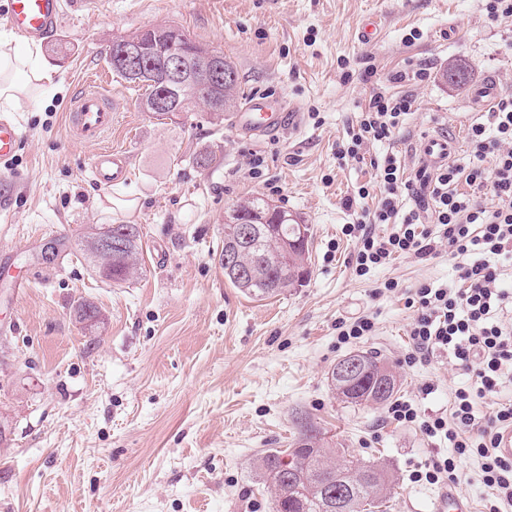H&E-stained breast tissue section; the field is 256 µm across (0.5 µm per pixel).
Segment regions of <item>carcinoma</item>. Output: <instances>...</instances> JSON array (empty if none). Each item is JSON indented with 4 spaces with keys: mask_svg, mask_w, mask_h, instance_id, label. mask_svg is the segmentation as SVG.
Instances as JSON below:
<instances>
[{
    "mask_svg": "<svg viewBox=\"0 0 512 512\" xmlns=\"http://www.w3.org/2000/svg\"><path fill=\"white\" fill-rule=\"evenodd\" d=\"M168 38L162 37L147 48L138 58V72L129 70L125 59L114 49L107 51L106 61L117 76L125 81L145 86V94L140 101L141 111L149 110V103L165 88L151 83L147 75L159 71L171 52ZM217 92L224 96V111L210 113L216 123L224 121V113L235 112L241 105L242 94L238 74L228 60L224 61V73L217 81ZM173 99V111L153 112L157 120L179 118L194 111L198 106L210 108L203 92L185 85L175 92L168 93ZM269 208V202L262 197L245 198L234 206V210L247 216ZM112 237L119 246L110 254H95L91 251L87 236L78 238L76 246L86 256L97 271L107 270L112 274V282H126L141 269V236L136 224H113L109 226ZM299 231L289 224L280 225V234L275 236L268 231L260 232L245 249L233 250L230 241L236 237V225H224V247L218 258L225 269V257L234 253L237 265L246 267L251 275L240 278L225 271L224 278L235 288L240 289L255 300H266L295 286V282L307 273L308 238H303L300 246L292 248V261H283L281 241L297 239ZM371 366V374L365 383L358 384L360 394L348 393L344 382L332 377L331 387L343 401L354 405H380L394 394L397 383L394 372L384 360L376 355L364 353ZM387 376L392 381L389 393L381 398L372 383ZM256 476L270 489V512H336V501L343 500L346 512H376L383 507L387 491L394 484L393 475L382 463L364 460L348 455L338 448L331 447L324 433L310 422H303L289 448H268L260 453L254 464Z\"/></svg>",
    "mask_w": 512,
    "mask_h": 512,
    "instance_id": "carcinoma-1",
    "label": "carcinoma"
}]
</instances>
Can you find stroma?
I'll return each instance as SVG.
<instances>
[{"mask_svg":"<svg viewBox=\"0 0 512 512\" xmlns=\"http://www.w3.org/2000/svg\"><path fill=\"white\" fill-rule=\"evenodd\" d=\"M368 17L380 28L364 43ZM164 24L223 51L245 95L283 99L286 125L247 138L201 107L164 122L141 112L144 87L109 73L104 58L113 36ZM413 28L422 37L406 43ZM41 56L55 87L13 113L22 149L0 168V512H269L252 462L288 447L305 418L337 448L394 473L385 512H437L443 486L409 479L437 444L389 419L386 406L342 402L329 373L348 353H372L395 373V399L447 408L468 375L444 359L410 366L403 357L408 296L452 280L453 263L443 249L355 275L344 202L375 186V172L337 159L336 144L369 98L371 65L388 93L416 98L398 145L406 178L417 165L411 147L437 127L466 153L468 127L485 115L440 73L459 62L473 85L492 76L512 89V18L489 20L482 0H107L94 13L65 7ZM419 65L430 81L388 82ZM98 75L121 110L101 143L78 142L65 109ZM103 147L128 157L127 180H93ZM202 150L216 158L206 170L192 163ZM255 154L265 160L259 178L249 172ZM250 196L310 228L309 276L263 301L233 288L218 263L224 216ZM112 224L141 228L142 269L121 285L75 247ZM388 278L400 292L373 298ZM83 300L99 308L98 322L76 321ZM364 314L374 336L337 346V321Z\"/></svg>","mask_w":512,"mask_h":512,"instance_id":"35a3bbf8","label":"stroma"}]
</instances>
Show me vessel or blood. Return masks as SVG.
<instances>
[{"mask_svg":"<svg viewBox=\"0 0 512 512\" xmlns=\"http://www.w3.org/2000/svg\"><path fill=\"white\" fill-rule=\"evenodd\" d=\"M62 16V0H7L4 10L0 11V18L13 31L30 40L45 38L56 31ZM118 110L114 98L92 86L70 103L66 120L79 140L94 143L111 131ZM284 117L285 109L280 101L260 96L252 98L241 112L235 113L232 123L236 130L263 135L280 129ZM21 143V133L9 113L0 114V162L15 157ZM453 152L451 140L440 135L425 137L420 145L422 163L432 171L446 167ZM91 171L94 181L109 186L126 178L128 164L123 154L102 149L96 153Z\"/></svg>","mask_w":512,"mask_h":512,"instance_id":"vessel-or-blood-1","label":"vessel or blood"}]
</instances>
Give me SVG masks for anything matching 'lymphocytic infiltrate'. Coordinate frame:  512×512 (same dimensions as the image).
Returning <instances> with one entry per match:
<instances>
[{"label":"lymphocytic infiltrate","instance_id":"f902f5d3","mask_svg":"<svg viewBox=\"0 0 512 512\" xmlns=\"http://www.w3.org/2000/svg\"><path fill=\"white\" fill-rule=\"evenodd\" d=\"M415 104L411 93L386 94L373 85L369 99L336 145L340 159L370 162L379 184L373 207L360 186L347 198L353 220L345 235L355 238L350 264L357 276L387 266L399 256L419 261L433 258L440 244L456 260L453 282H424L408 299L409 364L448 357L467 371L468 385L451 389L449 407L426 412L408 400L392 403L387 413L401 424L412 423L428 438L448 444L449 454H436L414 471L416 483L445 485L458 480L459 457L477 458L487 490L484 512H512V458L498 451V439L512 429V400H500L512 385V286H505L502 268L512 264V93L501 96L487 122L468 129V159L438 170L429 183L433 209L429 219L418 210H401L399 199L409 184L397 153L367 158V147L394 141ZM469 193L459 191V184ZM384 225L376 233V225ZM495 399L492 413L478 407Z\"/></svg>","mask_w":512,"mask_h":512}]
</instances>
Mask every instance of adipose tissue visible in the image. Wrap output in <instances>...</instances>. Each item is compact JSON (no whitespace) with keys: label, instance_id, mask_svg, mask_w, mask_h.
<instances>
[{"label":"adipose tissue","instance_id":"1","mask_svg":"<svg viewBox=\"0 0 512 512\" xmlns=\"http://www.w3.org/2000/svg\"><path fill=\"white\" fill-rule=\"evenodd\" d=\"M39 48L21 52H0V111H15L22 100L43 93L52 86L49 69L39 62Z\"/></svg>","mask_w":512,"mask_h":512}]
</instances>
